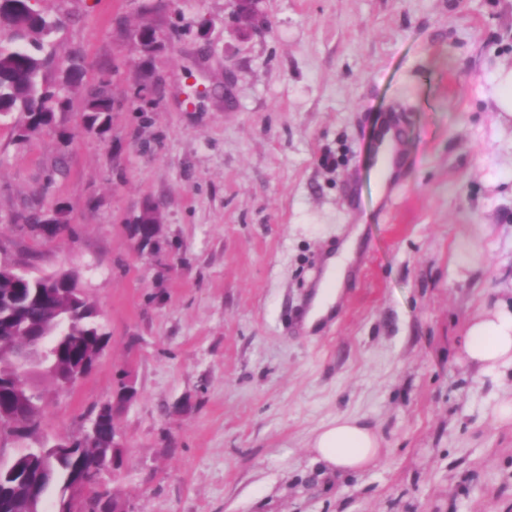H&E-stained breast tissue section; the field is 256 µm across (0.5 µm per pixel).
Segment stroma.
I'll return each instance as SVG.
<instances>
[{"label":"stroma","instance_id":"stroma-1","mask_svg":"<svg viewBox=\"0 0 512 512\" xmlns=\"http://www.w3.org/2000/svg\"><path fill=\"white\" fill-rule=\"evenodd\" d=\"M36 7L63 22L48 79L81 54L115 108L103 137L78 91L28 137L0 117V262L75 273L109 342L72 387L42 379L38 427L1 429L0 463L79 434L126 370L138 396L103 477L125 512H512V423L493 420L512 372L464 352L512 300V124L494 104L512 0H261L270 24L249 34L229 0ZM393 110L409 165L385 209L373 133ZM155 202L143 249L131 225ZM34 203L66 230L19 223ZM355 227L363 266L305 329L314 267ZM343 414L384 438L345 476L309 446Z\"/></svg>","mask_w":512,"mask_h":512}]
</instances>
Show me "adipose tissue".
Listing matches in <instances>:
<instances>
[{
    "mask_svg": "<svg viewBox=\"0 0 512 512\" xmlns=\"http://www.w3.org/2000/svg\"><path fill=\"white\" fill-rule=\"evenodd\" d=\"M356 237H349L327 260L325 277L315 292L306 316L307 325L325 319L345 284L356 250ZM465 354L483 372L512 368V308L499 302L485 308L469 326ZM318 462L341 473H357L382 454L383 439L371 424L355 416H337L311 438Z\"/></svg>",
    "mask_w": 512,
    "mask_h": 512,
    "instance_id": "adipose-tissue-1",
    "label": "adipose tissue"
}]
</instances>
